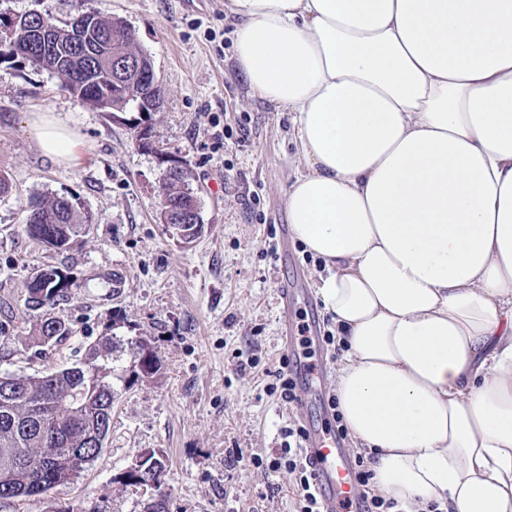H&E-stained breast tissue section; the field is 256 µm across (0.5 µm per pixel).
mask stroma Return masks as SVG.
Segmentation results:
<instances>
[{"mask_svg": "<svg viewBox=\"0 0 512 512\" xmlns=\"http://www.w3.org/2000/svg\"><path fill=\"white\" fill-rule=\"evenodd\" d=\"M84 8L126 21L166 91L162 111L129 121L84 105L60 78L0 60V374L50 372L84 357L101 336L151 344L160 371L119 383L112 428L99 458L75 481L41 496L1 500L0 512H143L150 492L120 475L141 452L163 456L171 512H294L293 480L266 461L289 423L319 419L334 393L340 360L318 346L327 377L307 407L269 394L283 353L277 285L300 280L310 302L297 322L333 332L315 294L321 260L296 242L275 251L271 225L287 223L285 198L297 170L288 115L255 95L235 66L234 23L224 0H0V11H39L57 22ZM51 112L94 147L83 166L51 163L28 132L32 113ZM236 135L216 141L206 113ZM153 140L189 170L204 219L183 243L159 219L164 167L138 145ZM79 198L96 221L57 252L25 230L26 206L40 195ZM54 266L77 279L56 308L73 334L29 346L34 321L22 312L24 283ZM255 358V368L238 365ZM261 456L263 465L252 462Z\"/></svg>", "mask_w": 512, "mask_h": 512, "instance_id": "stroma-1", "label": "stroma"}]
</instances>
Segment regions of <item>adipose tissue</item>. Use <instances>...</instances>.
Listing matches in <instances>:
<instances>
[{
	"label": "adipose tissue",
	"mask_w": 512,
	"mask_h": 512,
	"mask_svg": "<svg viewBox=\"0 0 512 512\" xmlns=\"http://www.w3.org/2000/svg\"><path fill=\"white\" fill-rule=\"evenodd\" d=\"M288 113L290 233L344 361V424L402 512H512V0H227ZM53 164L93 147L50 112Z\"/></svg>",
	"instance_id": "adipose-tissue-1"
}]
</instances>
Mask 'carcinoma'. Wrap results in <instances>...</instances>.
Here are the masks:
<instances>
[{
    "label": "carcinoma",
    "instance_id": "1",
    "mask_svg": "<svg viewBox=\"0 0 512 512\" xmlns=\"http://www.w3.org/2000/svg\"><path fill=\"white\" fill-rule=\"evenodd\" d=\"M26 50L22 62L57 74L78 99L92 94L97 108L121 110L155 97L151 59L135 47L132 29L121 19L104 18L94 10L81 11L74 21L59 26L45 14L14 16L12 37L4 42L0 57ZM183 178L174 175L163 185L168 199H180V231H199L190 223L192 202L179 188ZM25 229L48 247L62 251L93 223L92 214L66 195H45L29 202ZM75 285L73 274L48 266L32 273L25 283L23 312L36 315L39 347L57 344L73 333L69 322L53 309L68 300ZM120 343L102 336L85 357L45 375L11 376L0 384V499L24 500L78 478L70 456L85 449L88 463L96 461L112 426V405L119 382L150 376L159 370L157 357L145 339L131 347L130 364L119 368Z\"/></svg>",
    "mask_w": 512,
    "mask_h": 512
}]
</instances>
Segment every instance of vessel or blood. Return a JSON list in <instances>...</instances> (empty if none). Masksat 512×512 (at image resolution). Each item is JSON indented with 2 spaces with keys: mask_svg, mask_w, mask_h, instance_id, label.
I'll return each mask as SVG.
<instances>
[{
  "mask_svg": "<svg viewBox=\"0 0 512 512\" xmlns=\"http://www.w3.org/2000/svg\"><path fill=\"white\" fill-rule=\"evenodd\" d=\"M291 368L299 391H307L315 373L311 361L304 353L294 352ZM302 448L315 476L325 512H353L357 489L345 444L334 434L310 426Z\"/></svg>",
  "mask_w": 512,
  "mask_h": 512,
  "instance_id": "vessel-or-blood-1",
  "label": "vessel or blood"
}]
</instances>
